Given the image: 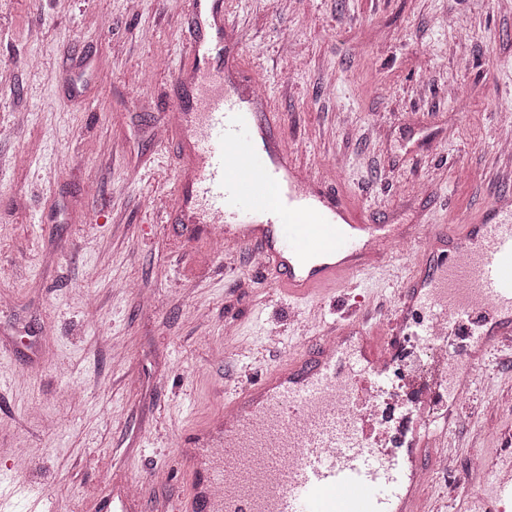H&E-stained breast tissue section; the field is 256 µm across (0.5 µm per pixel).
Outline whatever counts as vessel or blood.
Wrapping results in <instances>:
<instances>
[{"label":"vessel or blood","mask_w":512,"mask_h":512,"mask_svg":"<svg viewBox=\"0 0 512 512\" xmlns=\"http://www.w3.org/2000/svg\"><path fill=\"white\" fill-rule=\"evenodd\" d=\"M195 23L194 72H177L168 134L181 144L182 192L170 211L187 239L224 230L250 247L272 287L298 301L337 293L418 246L387 317L326 326L261 379L227 388L223 433L192 459L176 512H418L411 472L429 469L450 418L436 404L467 394L444 363L408 368L409 337L459 338L463 359L512 347V211L478 224H368L336 193L302 186L277 116L229 80L224 0H183Z\"/></svg>","instance_id":"1"}]
</instances>
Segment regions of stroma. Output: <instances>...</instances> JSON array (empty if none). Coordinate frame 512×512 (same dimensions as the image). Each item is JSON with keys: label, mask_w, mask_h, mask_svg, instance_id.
Segmentation results:
<instances>
[{"label": "stroma", "mask_w": 512, "mask_h": 512, "mask_svg": "<svg viewBox=\"0 0 512 512\" xmlns=\"http://www.w3.org/2000/svg\"><path fill=\"white\" fill-rule=\"evenodd\" d=\"M243 74L259 79L298 165L370 224H461L512 199V0H224ZM179 0H0V512H171L180 448L224 412V385L307 346L336 312L294 303L249 248L217 258L168 222L176 140L158 144L174 71L193 66ZM104 81L60 83L78 58ZM361 293L383 314L411 273ZM490 392L461 398L448 453L474 473L420 485V512H486L512 444V349Z\"/></svg>", "instance_id": "1"}]
</instances>
